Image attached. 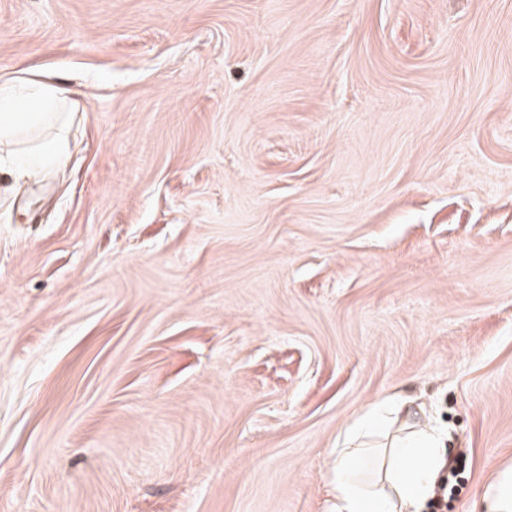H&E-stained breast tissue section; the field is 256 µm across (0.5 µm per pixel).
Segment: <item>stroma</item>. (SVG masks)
Listing matches in <instances>:
<instances>
[{"mask_svg":"<svg viewBox=\"0 0 512 512\" xmlns=\"http://www.w3.org/2000/svg\"><path fill=\"white\" fill-rule=\"evenodd\" d=\"M71 89L0 169V512H335L399 394L512 463V0H0Z\"/></svg>","mask_w":512,"mask_h":512,"instance_id":"obj_1","label":"stroma"}]
</instances>
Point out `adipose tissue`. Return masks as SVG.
Wrapping results in <instances>:
<instances>
[{
  "label": "adipose tissue",
  "instance_id": "ef3b65f1",
  "mask_svg": "<svg viewBox=\"0 0 512 512\" xmlns=\"http://www.w3.org/2000/svg\"><path fill=\"white\" fill-rule=\"evenodd\" d=\"M69 96L68 89L40 80L22 87L0 84V154L13 174L27 177L38 173L36 154L63 155L62 142L44 143L34 133L60 120L57 108L68 105ZM402 411V404L390 399L382 403L380 411L364 414L347 429L330 475L336 512H420L432 494L445 456L440 435L429 428L417 426L407 435L392 437L380 456V482L361 478L370 451L360 446V439L374 431L382 415L397 417Z\"/></svg>",
  "mask_w": 512,
  "mask_h": 512
}]
</instances>
